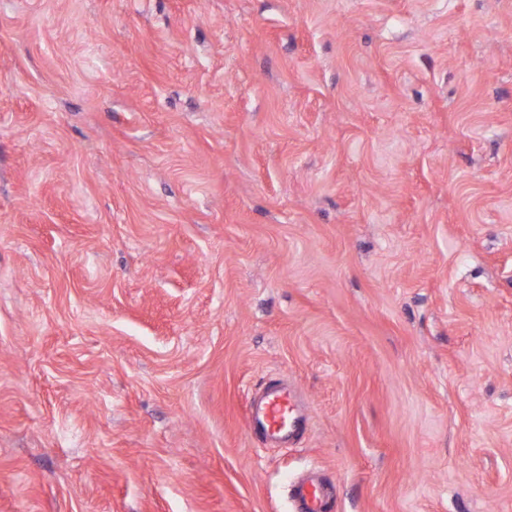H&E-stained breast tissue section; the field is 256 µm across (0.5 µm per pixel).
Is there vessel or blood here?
<instances>
[{"instance_id":"b4317fda","label":"vessel or blood","mask_w":512,"mask_h":512,"mask_svg":"<svg viewBox=\"0 0 512 512\" xmlns=\"http://www.w3.org/2000/svg\"><path fill=\"white\" fill-rule=\"evenodd\" d=\"M300 409L301 399L293 387L271 381L260 401L248 405V429L263 443L279 440L297 445L305 429ZM290 495L294 512H332L331 491L318 470H308L292 485Z\"/></svg>"}]
</instances>
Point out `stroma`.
Returning a JSON list of instances; mask_svg holds the SVG:
<instances>
[{"mask_svg":"<svg viewBox=\"0 0 512 512\" xmlns=\"http://www.w3.org/2000/svg\"><path fill=\"white\" fill-rule=\"evenodd\" d=\"M312 467L512 512V0H0V512H294ZM300 409L298 392L280 380H273L258 403L249 401L248 429L262 444L279 440L295 446L305 429V418L300 415Z\"/></svg>","mask_w":512,"mask_h":512,"instance_id":"1","label":"stroma"}]
</instances>
